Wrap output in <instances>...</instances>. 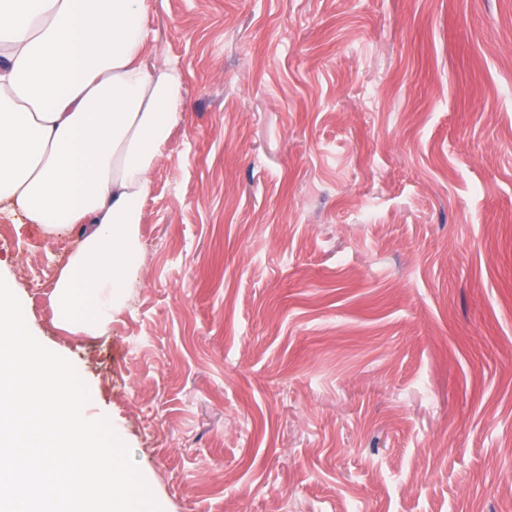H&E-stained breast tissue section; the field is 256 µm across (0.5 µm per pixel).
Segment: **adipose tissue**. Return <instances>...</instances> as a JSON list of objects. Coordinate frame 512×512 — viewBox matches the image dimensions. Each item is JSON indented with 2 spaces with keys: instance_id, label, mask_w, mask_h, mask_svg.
<instances>
[{
  "instance_id": "obj_1",
  "label": "adipose tissue",
  "mask_w": 512,
  "mask_h": 512,
  "mask_svg": "<svg viewBox=\"0 0 512 512\" xmlns=\"http://www.w3.org/2000/svg\"><path fill=\"white\" fill-rule=\"evenodd\" d=\"M147 0H0V202L54 235L86 225L56 282L92 332L126 295L141 205L183 118L177 66L151 67Z\"/></svg>"
}]
</instances>
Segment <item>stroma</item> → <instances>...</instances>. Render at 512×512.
I'll list each match as a JSON object with an SVG mask.
<instances>
[{
  "label": "stroma",
  "instance_id": "35a3bbf8",
  "mask_svg": "<svg viewBox=\"0 0 512 512\" xmlns=\"http://www.w3.org/2000/svg\"><path fill=\"white\" fill-rule=\"evenodd\" d=\"M183 121L125 305L0 207V277L162 512H505L512 0H149Z\"/></svg>",
  "mask_w": 512,
  "mask_h": 512
}]
</instances>
